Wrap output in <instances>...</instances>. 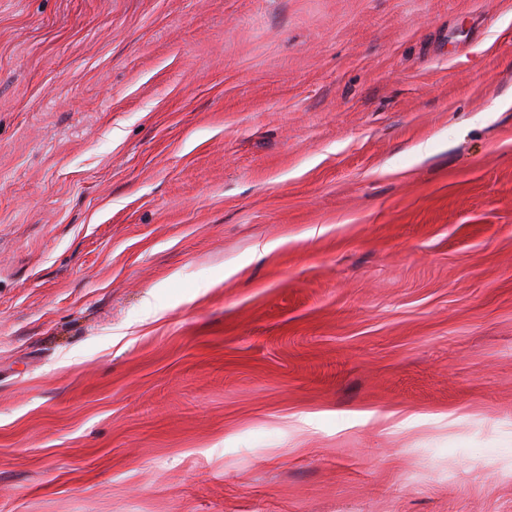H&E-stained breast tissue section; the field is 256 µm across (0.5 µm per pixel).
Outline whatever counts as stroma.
I'll list each match as a JSON object with an SVG mask.
<instances>
[{"label":"stroma","mask_w":512,"mask_h":512,"mask_svg":"<svg viewBox=\"0 0 512 512\" xmlns=\"http://www.w3.org/2000/svg\"><path fill=\"white\" fill-rule=\"evenodd\" d=\"M0 512H512V0H0Z\"/></svg>","instance_id":"obj_1"}]
</instances>
